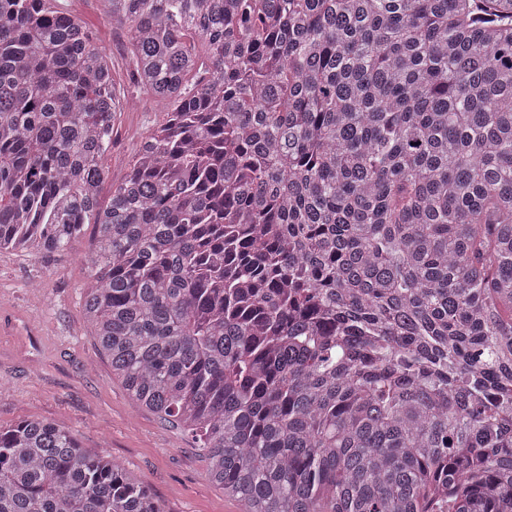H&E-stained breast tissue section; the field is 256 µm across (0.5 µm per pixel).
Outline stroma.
I'll list each match as a JSON object with an SVG mask.
<instances>
[{
	"instance_id": "35a3bbf8",
	"label": "stroma",
	"mask_w": 512,
	"mask_h": 512,
	"mask_svg": "<svg viewBox=\"0 0 512 512\" xmlns=\"http://www.w3.org/2000/svg\"><path fill=\"white\" fill-rule=\"evenodd\" d=\"M58 4L106 50L114 86L129 99L115 116L105 159L104 208L164 114L132 85L125 33L113 28L100 0ZM89 282L75 255L0 252V426L29 418L74 432L83 448L128 469L164 512H242L208 479L191 434L139 406L113 375L81 312Z\"/></svg>"
}]
</instances>
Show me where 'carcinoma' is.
I'll return each mask as SVG.
<instances>
[{
    "label": "carcinoma",
    "instance_id": "cac0c4a2",
    "mask_svg": "<svg viewBox=\"0 0 512 512\" xmlns=\"http://www.w3.org/2000/svg\"><path fill=\"white\" fill-rule=\"evenodd\" d=\"M0 0V252L76 251L131 397L243 512H512V0ZM94 241L75 250L86 225ZM0 512H164L35 419ZM58 4L60 9L79 19L106 50L111 57L114 86L129 99L126 107L115 116L112 146L105 159L106 177L98 195V206L105 208L112 196V185L127 176L141 138L163 120L164 112L158 111L151 98L136 92L132 85L125 33L112 28L103 5L98 0H59Z\"/></svg>",
    "mask_w": 512,
    "mask_h": 512
}]
</instances>
